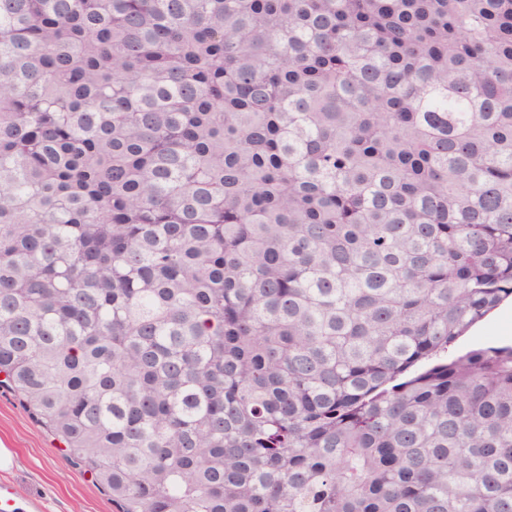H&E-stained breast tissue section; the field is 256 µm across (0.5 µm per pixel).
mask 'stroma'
<instances>
[{
	"label": "stroma",
	"mask_w": 512,
	"mask_h": 512,
	"mask_svg": "<svg viewBox=\"0 0 512 512\" xmlns=\"http://www.w3.org/2000/svg\"><path fill=\"white\" fill-rule=\"evenodd\" d=\"M0 444L14 454L0 470L22 502L40 501L44 512H118L91 474L18 397L0 386Z\"/></svg>",
	"instance_id": "obj_1"
}]
</instances>
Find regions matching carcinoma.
<instances>
[{
    "mask_svg": "<svg viewBox=\"0 0 512 512\" xmlns=\"http://www.w3.org/2000/svg\"><path fill=\"white\" fill-rule=\"evenodd\" d=\"M512 0H0V373L119 512H512ZM504 305H510V299L504 301L484 320L473 326L457 342L456 351L465 353L485 345H506L512 342L511 336H504L500 313Z\"/></svg>",
    "mask_w": 512,
    "mask_h": 512,
    "instance_id": "carcinoma-1",
    "label": "carcinoma"
}]
</instances>
